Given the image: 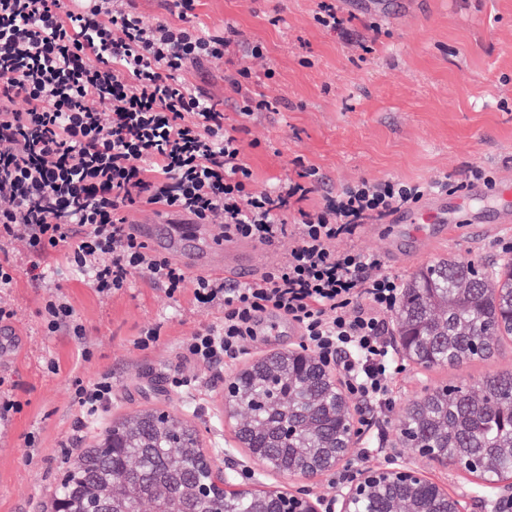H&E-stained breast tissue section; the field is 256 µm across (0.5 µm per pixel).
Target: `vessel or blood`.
I'll return each mask as SVG.
<instances>
[{"mask_svg": "<svg viewBox=\"0 0 512 512\" xmlns=\"http://www.w3.org/2000/svg\"><path fill=\"white\" fill-rule=\"evenodd\" d=\"M468 197L482 203L477 218L482 231L512 228V186L507 184L491 191L471 188L463 195H433L394 213L390 221L418 225V244L423 247L447 239L458 229L457 206ZM134 230L156 249L178 258L195 274L226 280H249L255 276L251 246L243 240L229 237L220 244L207 237L203 225L188 221L168 223L160 216L135 225Z\"/></svg>", "mask_w": 512, "mask_h": 512, "instance_id": "1", "label": "vessel or blood"}]
</instances>
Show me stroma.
<instances>
[{
	"mask_svg": "<svg viewBox=\"0 0 512 512\" xmlns=\"http://www.w3.org/2000/svg\"><path fill=\"white\" fill-rule=\"evenodd\" d=\"M318 0H199L196 23L220 33L225 23L242 32L223 62L191 68L189 82L220 102L230 124L241 127L245 160L253 186L263 190L295 177L298 165L315 167L318 183L305 206L361 178L434 183L463 181L470 166L512 176V0H336L344 29L330 32L315 20ZM260 43L265 56L251 58L249 44ZM247 67L252 78L242 88L232 81ZM273 77H265L266 69ZM276 98L274 112L241 117L243 96ZM400 246L387 257L390 273L410 278L438 258L454 256L482 263L507 260L499 236L459 230L446 242L417 253L403 224H369L355 245L383 253L386 241ZM16 282L0 295L13 308L12 327L21 347L0 362V376L15 384L22 404L0 434V512H41L60 482V465L86 447L112 422L145 410L175 412L195 429L203 447L214 450V471L249 476L258 485L291 487L293 478L263 466L239 440L244 413L225 416L227 377L298 344L295 330L280 322L275 348L249 341L233 366L201 367L177 357L180 340L197 328L221 324L222 310H202L191 294L171 299L147 274L134 272L130 283L112 295L99 294L66 263L53 264L46 278L30 270L22 243L9 248ZM63 291L86 326L84 341L59 333L46 335L40 311ZM160 327L159 341L146 350L135 336ZM90 361H82V348ZM58 369L49 372L47 361ZM512 371V338L499 353L457 367L424 368L409 363L393 384L392 406L378 410L358 401L350 405L372 422L380 442L367 454L354 441L349 462L357 467L385 464L402 429L407 407L424 390L475 385L494 372ZM110 374L115 398L92 421H85L70 391L72 376L95 381ZM193 379L182 392L172 375ZM38 434L39 447L27 444Z\"/></svg>",
	"mask_w": 512,
	"mask_h": 512,
	"instance_id": "35a3bbf8",
	"label": "stroma"
}]
</instances>
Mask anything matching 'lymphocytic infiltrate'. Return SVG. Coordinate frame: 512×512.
Segmentation results:
<instances>
[{
	"mask_svg": "<svg viewBox=\"0 0 512 512\" xmlns=\"http://www.w3.org/2000/svg\"><path fill=\"white\" fill-rule=\"evenodd\" d=\"M177 23L150 21L134 0H0V249L25 241L32 269L52 258L78 268L98 293L147 272L168 297L191 293L222 308L218 326L178 345L199 365L239 360L257 318L296 324L318 357L335 362L353 395L386 406L405 366L387 341L404 286L383 257L340 248L366 224L455 185L362 178L304 209L317 171L252 188L237 126L188 83L186 71L224 59L240 32L195 22L197 0H174ZM151 205L225 236L288 249L256 279L229 284L189 276L130 231L127 210ZM46 334H87L64 294L41 312ZM74 401L94 417L112 400V378H74Z\"/></svg>",
	"mask_w": 512,
	"mask_h": 512,
	"instance_id": "obj_1",
	"label": "lymphocytic infiltrate"
}]
</instances>
